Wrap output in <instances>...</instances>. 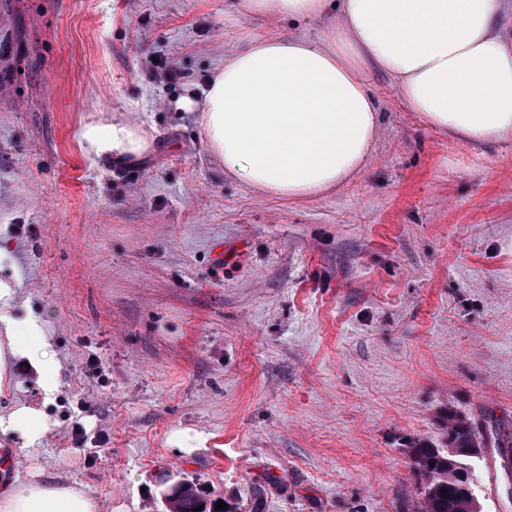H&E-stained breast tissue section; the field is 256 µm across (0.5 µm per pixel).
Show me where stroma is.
Returning <instances> with one entry per match:
<instances>
[{
    "label": "stroma",
    "mask_w": 512,
    "mask_h": 512,
    "mask_svg": "<svg viewBox=\"0 0 512 512\" xmlns=\"http://www.w3.org/2000/svg\"><path fill=\"white\" fill-rule=\"evenodd\" d=\"M317 25L236 0H0V305L50 339L32 461L101 512L194 482L237 512H416L412 441L512 423V139L429 126L370 72L367 166L315 198L225 173L181 101L252 40ZM142 127L117 164L88 128ZM244 252L217 272L213 250ZM82 423L100 444L75 441Z\"/></svg>",
    "instance_id": "stroma-1"
}]
</instances>
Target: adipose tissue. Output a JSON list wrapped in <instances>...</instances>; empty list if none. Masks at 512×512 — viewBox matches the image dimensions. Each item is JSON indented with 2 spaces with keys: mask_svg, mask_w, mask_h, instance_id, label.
I'll list each match as a JSON object with an SVG mask.
<instances>
[{
  "mask_svg": "<svg viewBox=\"0 0 512 512\" xmlns=\"http://www.w3.org/2000/svg\"><path fill=\"white\" fill-rule=\"evenodd\" d=\"M507 0H241V12L318 24L317 37L253 41L225 58L198 101H186L228 173L283 197L332 189L366 163L378 134V103L366 81L388 73L409 111L432 127L482 143L512 138V30L498 20ZM100 149L139 155L138 128L91 129ZM0 379L18 363L51 382L46 336L7 325ZM43 411L16 407L0 434L34 443ZM0 512H100L83 484L29 466L0 488Z\"/></svg>",
  "mask_w": 512,
  "mask_h": 512,
  "instance_id": "obj_1",
  "label": "adipose tissue"
}]
</instances>
